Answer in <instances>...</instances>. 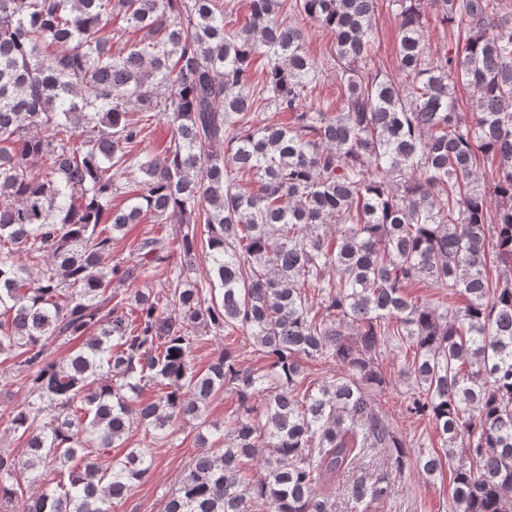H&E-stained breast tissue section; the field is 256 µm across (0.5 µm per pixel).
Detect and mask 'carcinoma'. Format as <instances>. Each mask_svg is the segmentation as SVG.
Listing matches in <instances>:
<instances>
[{
  "label": "carcinoma",
  "mask_w": 512,
  "mask_h": 512,
  "mask_svg": "<svg viewBox=\"0 0 512 512\" xmlns=\"http://www.w3.org/2000/svg\"><path fill=\"white\" fill-rule=\"evenodd\" d=\"M385 6L402 83L371 57ZM432 7L454 43L442 60L420 0H247L240 27L223 0H0V364L28 384L0 413L25 448L0 452V502L27 487L23 512H114L154 458L132 448L105 467L99 451L136 424L165 443L223 390L238 402L224 447L199 437L209 449L165 512H333L369 449L433 475L442 455L411 460L373 398L398 343L407 412L468 449L455 512H512V0ZM115 20L130 41L118 53ZM309 23L334 36L336 109L307 106L322 77ZM270 109L291 121L253 124ZM154 112L168 145L142 158ZM124 188L131 204L112 205ZM147 214L181 238L146 237L139 259L108 264L115 234ZM199 246L205 284L185 276ZM161 267L160 290L142 292ZM417 281L463 303L413 300ZM201 325L243 333L267 367L224 350L196 369ZM320 359L339 377L301 387ZM391 492L376 476L355 500L368 512Z\"/></svg>",
  "instance_id": "obj_1"
}]
</instances>
